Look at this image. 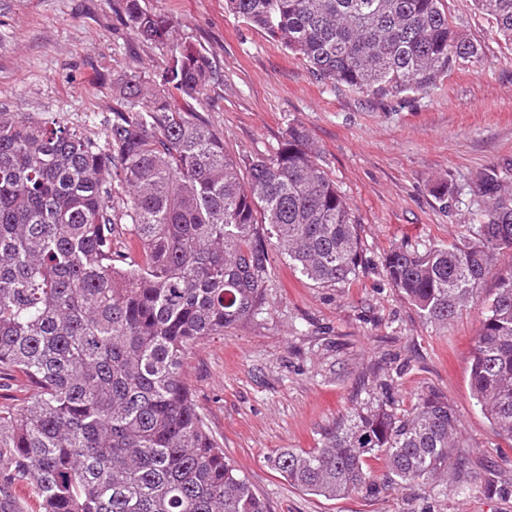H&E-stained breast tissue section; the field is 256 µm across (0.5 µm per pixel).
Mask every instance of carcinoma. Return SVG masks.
Returning <instances> with one entry per match:
<instances>
[{"mask_svg":"<svg viewBox=\"0 0 512 512\" xmlns=\"http://www.w3.org/2000/svg\"><path fill=\"white\" fill-rule=\"evenodd\" d=\"M512 48V0H476ZM228 12L300 56L321 82L385 97L425 92L481 47L441 0H226ZM123 19L170 48L161 73L112 81L105 144L0 109V370L34 393L0 406V481L31 486L40 512H267L224 457L182 367L193 343L264 313L272 255L315 284L362 266L359 224L305 130L237 159L199 108L219 80L174 22L123 0ZM488 203L463 239L394 246L392 287L446 327L512 253V193L481 180ZM471 394L512 439V267L500 271L476 337ZM448 400L431 392L397 416L358 412L323 445L284 448L270 467L336 499L384 482L402 489L473 480Z\"/></svg>","mask_w":512,"mask_h":512,"instance_id":"carcinoma-1","label":"carcinoma"}]
</instances>
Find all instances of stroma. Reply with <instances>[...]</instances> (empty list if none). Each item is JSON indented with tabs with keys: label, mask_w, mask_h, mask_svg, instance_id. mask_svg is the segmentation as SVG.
<instances>
[{
	"label": "stroma",
	"mask_w": 512,
	"mask_h": 512,
	"mask_svg": "<svg viewBox=\"0 0 512 512\" xmlns=\"http://www.w3.org/2000/svg\"><path fill=\"white\" fill-rule=\"evenodd\" d=\"M178 26L220 80L201 110L239 157L276 151L302 126L360 226L363 264L349 284L317 285L282 257L269 268L264 314L187 349L183 377L225 456L268 512H512V440L498 435L471 396L478 301L448 326L425 321L387 281L394 246L459 240L486 205L480 179L512 190V51L475 0H442L482 48L425 93L402 99L316 81L304 61L225 0H142ZM122 0H0V108L58 123L104 143L112 77L154 75L167 50L139 39ZM444 180L447 202L432 188ZM444 394L468 445L474 479L456 493L442 482L325 499L291 486L268 463L283 448L310 452L325 432L366 407L399 415L428 392Z\"/></svg>",
	"instance_id": "stroma-1"
}]
</instances>
